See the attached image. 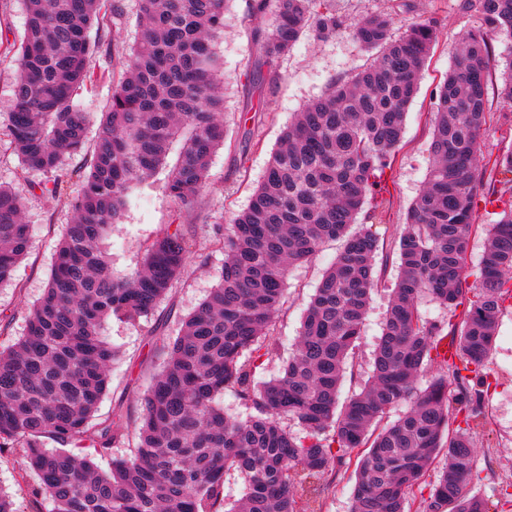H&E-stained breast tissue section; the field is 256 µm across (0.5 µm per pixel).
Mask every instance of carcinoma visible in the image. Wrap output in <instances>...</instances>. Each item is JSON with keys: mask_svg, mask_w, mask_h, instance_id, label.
I'll return each mask as SVG.
<instances>
[{"mask_svg": "<svg viewBox=\"0 0 512 512\" xmlns=\"http://www.w3.org/2000/svg\"><path fill=\"white\" fill-rule=\"evenodd\" d=\"M139 2L140 38L117 66L96 71L90 60L99 31L123 27L122 0H24L11 145L24 170L45 177L41 194L67 204L73 218L24 335L0 347V453L20 450L36 476L32 497L49 499L52 512H316L332 478L351 466V512H409L416 492L418 512H489L466 487L490 386L485 361L503 303L512 299V203L491 211L500 218L490 225L472 285L465 260L479 202L501 206L498 185L512 189V150L491 160L493 180L476 167L490 35L512 38V0H480L484 27L466 33L453 52L432 121L430 169L406 223L396 227L398 275L360 391L339 403L383 271L372 225L351 227L400 144L436 39L431 18L412 21L397 39L384 14L350 29L356 44L379 55L296 113L248 206L229 230L213 225L214 245L224 253L219 281L164 345L133 430L118 411L97 417L117 355L100 329L110 317L153 315L195 239L184 225H168L122 278L112 273L102 241L133 190L160 173L182 205L208 189L209 162L226 140L213 41L228 0ZM330 2L250 0L249 15L270 12L274 24L268 34L253 30L259 59L242 73L245 82L273 88L275 59L303 35L341 31ZM101 81L112 83V94L98 113L97 139L80 170L83 190L73 199L65 192L66 162L83 153L91 122L75 97ZM23 210L22 198L0 186V285L28 251ZM332 240L342 248L310 299L296 343L279 375L258 381L261 358L280 350L270 330L290 268ZM424 294L451 311L448 320L422 317ZM435 362L440 369L426 375ZM226 390L247 406L245 418L231 419L217 405ZM403 402L407 410L380 426ZM83 441L100 454L129 443L133 453L112 459L103 473L72 451ZM442 451L445 465L428 483ZM229 470L245 484L234 503L224 497Z\"/></svg>", "mask_w": 512, "mask_h": 512, "instance_id": "1", "label": "carcinoma"}]
</instances>
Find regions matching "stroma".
Returning <instances> with one entry per match:
<instances>
[{
	"label": "stroma",
	"instance_id": "obj_1",
	"mask_svg": "<svg viewBox=\"0 0 512 512\" xmlns=\"http://www.w3.org/2000/svg\"><path fill=\"white\" fill-rule=\"evenodd\" d=\"M334 5L345 31L329 39L311 33L301 37L288 54L276 60V87L262 92L245 86L240 78L253 65L257 50L251 39L252 25L244 19L246 0H230L224 12V31L214 43L222 62L221 118L227 139L211 161L209 192L184 206L168 194L163 176H156L151 185L131 196L119 224L104 242L118 276L128 275L138 266L144 244L161 234L172 219L190 226L196 246L184 274L154 316L136 322L112 318L103 324L101 334L118 355L108 370L109 391L100 404L99 417L119 407L131 422H138L141 399L163 362L164 341L177 336L182 319L218 282L224 256L212 244L213 225L230 221L246 208L251 188L265 173L270 154L294 112L322 95L331 83L352 79L376 59V51L357 47L348 28L366 15L383 12L393 17L392 34L398 37L411 21L430 17L437 22V39L422 70L419 91L407 111L401 143L385 171L377 209L359 217L360 223L375 224L385 242L377 257L385 273L381 286L372 294L363 338L353 356L354 374L345 378L341 399H348L367 379L398 273L389 243L396 226L405 222L430 166V114L453 62L456 44L468 31L481 27L482 18L479 0H334ZM24 23L22 0H0V184L25 197L24 221L29 227V253L16 266L11 285L0 288V344L4 346L24 333L27 311L47 285L55 247L72 217L66 205L36 190L41 175L23 172L9 150L8 114L14 104L17 47ZM491 46L494 64L488 86V121L481 136V151L486 156L512 149V103L497 92L512 41L495 35ZM340 248V242H327L311 260L290 270L284 309L273 327L281 355L288 354L295 344L307 304ZM486 370L492 386L485 404L486 424L476 437V478L469 491L493 504L499 490L512 485V299L504 303ZM32 483L19 456L0 454V488L11 494L17 512H51L49 501L33 500Z\"/></svg>",
	"mask_w": 512,
	"mask_h": 512
}]
</instances>
